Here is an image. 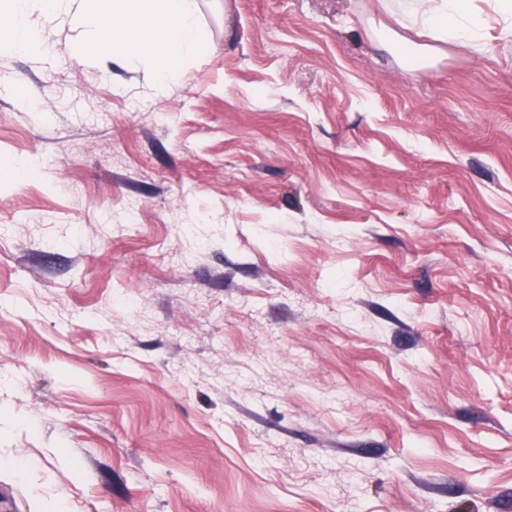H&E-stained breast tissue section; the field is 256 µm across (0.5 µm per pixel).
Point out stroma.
<instances>
[{"label": "stroma", "instance_id": "35a3bbf8", "mask_svg": "<svg viewBox=\"0 0 512 512\" xmlns=\"http://www.w3.org/2000/svg\"><path fill=\"white\" fill-rule=\"evenodd\" d=\"M472 5L480 46L407 0H198L165 93L33 13L51 58L0 53L8 512H512V31Z\"/></svg>", "mask_w": 512, "mask_h": 512}]
</instances>
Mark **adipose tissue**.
<instances>
[{
    "label": "adipose tissue",
    "instance_id": "obj_1",
    "mask_svg": "<svg viewBox=\"0 0 512 512\" xmlns=\"http://www.w3.org/2000/svg\"><path fill=\"white\" fill-rule=\"evenodd\" d=\"M416 21L440 41L481 42L484 27L470 0H409Z\"/></svg>",
    "mask_w": 512,
    "mask_h": 512
}]
</instances>
